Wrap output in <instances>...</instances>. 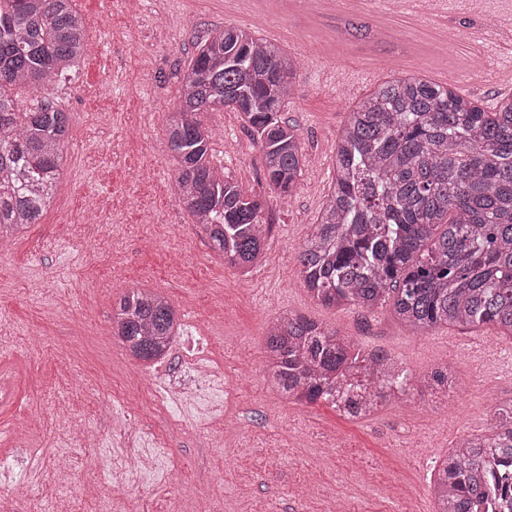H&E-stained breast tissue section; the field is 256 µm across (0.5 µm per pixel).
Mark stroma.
Here are the masks:
<instances>
[{"instance_id": "1", "label": "stroma", "mask_w": 512, "mask_h": 512, "mask_svg": "<svg viewBox=\"0 0 512 512\" xmlns=\"http://www.w3.org/2000/svg\"><path fill=\"white\" fill-rule=\"evenodd\" d=\"M145 2L133 11L120 0H75L94 51L71 80L46 92L70 114L66 174L53 206L0 257V338L7 342L0 350V457L36 449L46 475L58 454L77 461L73 512H250L254 503L265 512H336L340 501L347 512H436L423 464L445 459L459 437L491 435L496 405L512 399V373L477 359L499 335L444 326L413 336L387 306L323 307L301 281L298 254L329 192L336 136L355 101L384 82L429 80L474 61L487 80L465 97L483 104L496 95L497 59L466 40L490 15L457 13L442 49V32L427 18L349 15L338 7L313 17L296 0H265L285 32L282 47L299 62L284 115L297 126L308 163L293 194L278 197L240 114H207L218 133L214 163L267 201L272 230L264 258L244 278L179 204L177 161L164 141L197 43L225 25V0ZM132 287L164 293L182 321L220 339L213 354L236 386V401L224 409L223 431L182 432L169 429L150 396L134 399L144 428L169 431L173 454L114 495L103 474L80 463L115 452L107 409L133 389V371L150 368L114 337L112 309ZM85 305L93 315L82 324L77 312ZM288 310L383 350L416 374L455 360L459 398L390 402L365 419L340 417L321 400L284 398L265 380L263 336ZM35 331L44 338L37 346ZM448 336L465 343L467 354L448 347ZM66 411L90 420L92 440L68 439L59 421ZM0 512H46L41 488L21 480L0 486Z\"/></svg>"}]
</instances>
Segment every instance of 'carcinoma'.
<instances>
[{"label":"carcinoma","instance_id":"obj_1","mask_svg":"<svg viewBox=\"0 0 512 512\" xmlns=\"http://www.w3.org/2000/svg\"><path fill=\"white\" fill-rule=\"evenodd\" d=\"M88 52L74 0H10L0 16V242L38 223L57 192L70 115L56 102L20 103L13 90H46ZM299 63L257 31H211L169 112L164 140L179 160L180 204L224 263L247 275L262 262L266 201L213 166L207 113L229 107L249 124L266 180L290 196L308 163L283 107ZM497 112L467 107L426 79L394 80L366 94L336 137L334 175L298 256L305 287L324 306L373 311L386 303L414 333L487 326L512 333V97ZM181 323L164 296L130 288L112 328L136 359L163 356ZM296 312L267 329L272 381L288 396L331 400L351 377L369 401L358 419L404 399L387 390L392 365ZM438 512H478L512 497V414L495 432L464 438L437 467Z\"/></svg>","mask_w":512,"mask_h":512}]
</instances>
